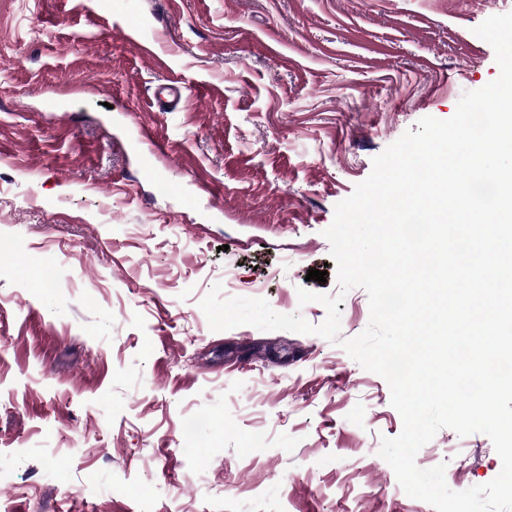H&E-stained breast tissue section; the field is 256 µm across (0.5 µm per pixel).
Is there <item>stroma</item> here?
I'll return each mask as SVG.
<instances>
[{
	"label": "stroma",
	"instance_id": "35a3bbf8",
	"mask_svg": "<svg viewBox=\"0 0 512 512\" xmlns=\"http://www.w3.org/2000/svg\"><path fill=\"white\" fill-rule=\"evenodd\" d=\"M512 0H0V512H434L378 455L379 375L311 334L215 332L231 297L324 321L323 232L373 159L495 80ZM182 89L166 111L155 86ZM167 152L153 154L144 128ZM50 274L34 285L30 269ZM322 269L325 282L307 280ZM262 444H252L255 434ZM493 480L484 434L416 455Z\"/></svg>",
	"mask_w": 512,
	"mask_h": 512
}]
</instances>
